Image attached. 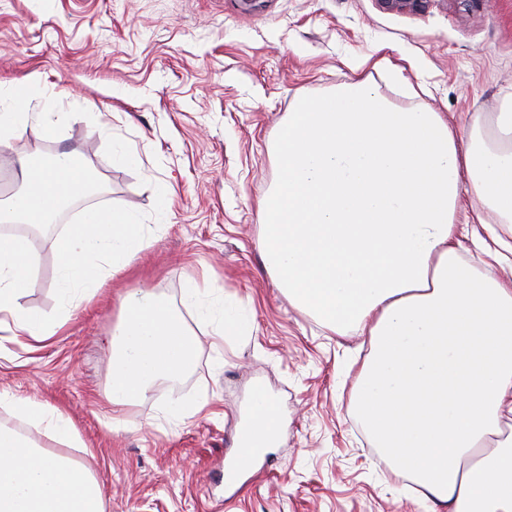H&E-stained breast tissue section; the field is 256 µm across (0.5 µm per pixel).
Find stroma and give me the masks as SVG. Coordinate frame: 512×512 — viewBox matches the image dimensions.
<instances>
[{
	"instance_id": "obj_1",
	"label": "stroma",
	"mask_w": 512,
	"mask_h": 512,
	"mask_svg": "<svg viewBox=\"0 0 512 512\" xmlns=\"http://www.w3.org/2000/svg\"><path fill=\"white\" fill-rule=\"evenodd\" d=\"M365 80L397 107L474 120L512 95V0L417 14L378 0H0V86H22L31 123L0 151V199L26 180L22 154L77 151L102 190L75 200L60 223L34 231L38 256L25 305L65 317L25 351L0 325V391L60 409L83 445L43 428L21 432L88 466L106 512H429L378 455L352 398L369 353L295 307L264 268L259 203L276 186L275 145L303 101ZM137 160L118 162L119 147ZM125 207L150 238L130 266L68 308L52 242L89 208ZM232 302L245 328L212 345L214 326L184 301L187 281ZM178 313L200 341L192 365L148 398L113 410L108 339L120 301L137 289ZM277 403L279 444L225 486L224 461L255 389ZM201 415L171 405L201 398Z\"/></svg>"
}]
</instances>
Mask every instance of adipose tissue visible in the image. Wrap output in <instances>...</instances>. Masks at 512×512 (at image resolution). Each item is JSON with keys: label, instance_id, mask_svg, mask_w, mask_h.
<instances>
[{"label": "adipose tissue", "instance_id": "adipose-tissue-1", "mask_svg": "<svg viewBox=\"0 0 512 512\" xmlns=\"http://www.w3.org/2000/svg\"><path fill=\"white\" fill-rule=\"evenodd\" d=\"M31 115L0 98V147ZM279 180L260 205L267 269L289 300L337 332L369 339L353 405L380 458L416 483L435 512H512V101L470 128L466 148L441 113L394 107L362 80L290 112L275 147ZM88 190L73 150L29 165L26 188L0 201V224L40 226ZM477 201L458 208L461 192ZM483 270L463 261L465 240ZM149 244L128 209H91L53 241L63 294L95 295ZM35 257L0 234V323L32 346L61 320L22 299ZM113 332L108 399L146 398L193 362L197 338L165 304L138 291ZM0 406L62 444L77 442L56 408L0 391ZM255 440L272 447L282 421L252 398ZM0 512H105L94 474L0 427Z\"/></svg>", "mask_w": 512, "mask_h": 512}]
</instances>
